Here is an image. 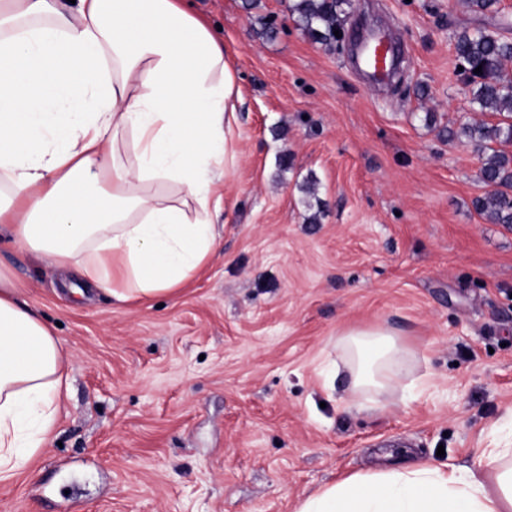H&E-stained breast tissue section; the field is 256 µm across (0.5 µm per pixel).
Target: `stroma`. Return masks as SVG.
Masks as SVG:
<instances>
[{
    "label": "stroma",
    "instance_id": "35a3bbf8",
    "mask_svg": "<svg viewBox=\"0 0 512 512\" xmlns=\"http://www.w3.org/2000/svg\"><path fill=\"white\" fill-rule=\"evenodd\" d=\"M220 30L240 95L219 246L178 294L119 304L0 245L16 295L63 343L55 441L0 512H295L359 471L472 465L512 440V227L474 207L480 111L454 38L512 40V0H346L345 40L390 28L406 69L371 90L347 47L292 0H192ZM393 327L418 361L381 409L352 406L337 334Z\"/></svg>",
    "mask_w": 512,
    "mask_h": 512
}]
</instances>
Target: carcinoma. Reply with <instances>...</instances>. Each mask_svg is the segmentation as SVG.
Segmentation results:
<instances>
[{"label":"carcinoma","mask_w":512,"mask_h":512,"mask_svg":"<svg viewBox=\"0 0 512 512\" xmlns=\"http://www.w3.org/2000/svg\"><path fill=\"white\" fill-rule=\"evenodd\" d=\"M342 0H296L291 11L297 15L301 28L314 40L331 45L336 42L334 31L339 29L338 9ZM454 48L470 81L477 82L473 102L481 109L503 117L496 125L484 122L466 123L457 130H448L451 140L462 138L485 150L482 156V176L499 189L474 200L479 213L495 224H512V154L492 147V144L512 143V82L503 79L504 64L512 61V40H506L485 29L463 31L455 36ZM482 67V72L474 70Z\"/></svg>","instance_id":"1"}]
</instances>
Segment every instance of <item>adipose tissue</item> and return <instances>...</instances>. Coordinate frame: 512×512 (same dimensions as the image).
Instances as JSON below:
<instances>
[{
	"label": "adipose tissue",
	"mask_w": 512,
	"mask_h": 512,
	"mask_svg": "<svg viewBox=\"0 0 512 512\" xmlns=\"http://www.w3.org/2000/svg\"><path fill=\"white\" fill-rule=\"evenodd\" d=\"M238 102L223 42L185 0H0V242L67 269L76 294L175 292L218 245ZM17 287L0 270V482L50 443L68 389L62 342ZM335 349L373 409L416 360L385 323ZM296 512H512V448L482 449L474 469L358 472Z\"/></svg>",
	"instance_id": "ef3b65f1"
}]
</instances>
